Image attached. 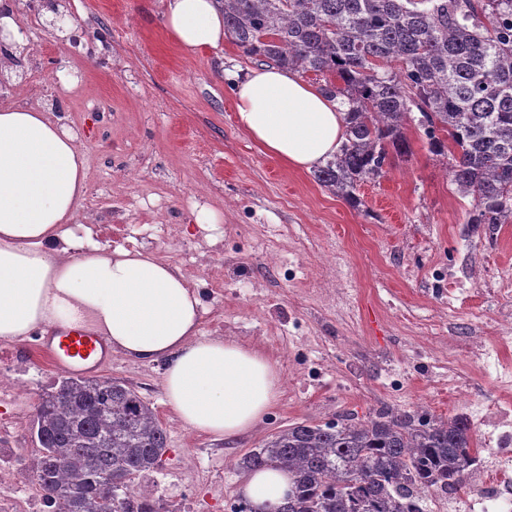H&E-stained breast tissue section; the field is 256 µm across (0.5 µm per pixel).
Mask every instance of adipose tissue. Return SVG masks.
Returning a JSON list of instances; mask_svg holds the SVG:
<instances>
[{"mask_svg": "<svg viewBox=\"0 0 512 512\" xmlns=\"http://www.w3.org/2000/svg\"><path fill=\"white\" fill-rule=\"evenodd\" d=\"M164 30L187 57L224 45L217 0H162ZM235 123L288 168L311 171L344 139L339 102L297 72L264 65L235 90ZM86 190L85 157L46 113L0 108V341L48 327L101 335L136 363L163 362L162 389L180 425L217 440L250 432L275 405L278 378L258 348L200 333L199 290L154 254L101 247L73 224ZM276 468L250 473L238 493L256 512L287 498Z\"/></svg>", "mask_w": 512, "mask_h": 512, "instance_id": "obj_1", "label": "adipose tissue"}]
</instances>
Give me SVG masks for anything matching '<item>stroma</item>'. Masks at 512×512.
<instances>
[{"instance_id": "stroma-1", "label": "stroma", "mask_w": 512, "mask_h": 512, "mask_svg": "<svg viewBox=\"0 0 512 512\" xmlns=\"http://www.w3.org/2000/svg\"><path fill=\"white\" fill-rule=\"evenodd\" d=\"M87 53L68 55L48 33V9L25 17L38 54L24 61V104L77 137L86 158L81 202L100 244L123 245V227L143 249L183 269L204 305L200 331L246 341L278 373L281 395L255 431L224 441L183 429L165 403L158 364L113 354L100 376L150 402L169 431L160 466L136 479L161 512H230L235 464L270 434L383 406L457 414L455 393L512 411V224L493 238L465 237L472 207L457 194L415 126L411 153L363 183L352 207L313 174L289 169L240 132L236 77L255 68L232 43L184 57L167 37L158 0H66ZM68 73L48 96L36 69ZM218 215L200 223L203 213ZM282 259L270 268L268 252ZM461 299L449 303V286ZM485 337L484 356L449 357L448 345ZM20 392L0 400V419L19 423L14 493L38 498L26 470L36 452L38 393L62 372L36 340L0 341Z\"/></svg>"}]
</instances>
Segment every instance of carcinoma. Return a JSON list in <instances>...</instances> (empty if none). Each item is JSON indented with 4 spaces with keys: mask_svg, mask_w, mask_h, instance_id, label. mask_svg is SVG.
Instances as JSON below:
<instances>
[{
    "mask_svg": "<svg viewBox=\"0 0 512 512\" xmlns=\"http://www.w3.org/2000/svg\"><path fill=\"white\" fill-rule=\"evenodd\" d=\"M224 32L251 59L300 74L345 108V141L315 179L358 207L361 183L410 155L413 112L476 232L512 224V0H221ZM30 474L51 512H157L136 478L169 433L115 379L64 377L39 394ZM482 456L469 419L383 407L301 422L238 467L288 471L274 512H425L426 493L460 492ZM117 483L107 489L102 478Z\"/></svg>",
    "mask_w": 512,
    "mask_h": 512,
    "instance_id": "obj_1",
    "label": "carcinoma"
}]
</instances>
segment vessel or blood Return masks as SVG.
Returning <instances> with one entry per match:
<instances>
[{
    "label": "vessel or blood",
    "mask_w": 512,
    "mask_h": 512,
    "mask_svg": "<svg viewBox=\"0 0 512 512\" xmlns=\"http://www.w3.org/2000/svg\"><path fill=\"white\" fill-rule=\"evenodd\" d=\"M41 347L52 355L55 366L77 375L95 372L111 358L103 338L82 329L52 331Z\"/></svg>",
    "instance_id": "obj_1"
}]
</instances>
